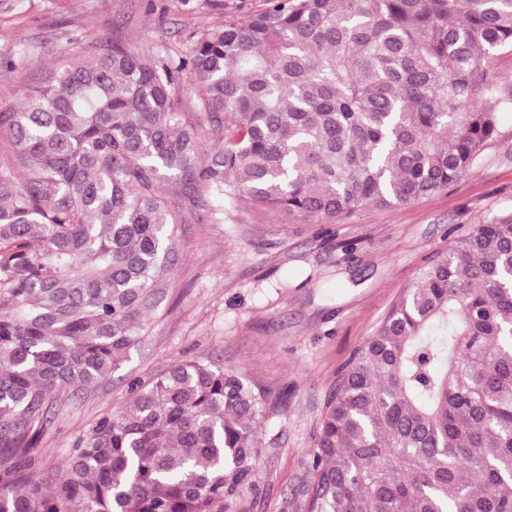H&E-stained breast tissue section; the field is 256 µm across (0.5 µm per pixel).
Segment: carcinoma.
Returning a JSON list of instances; mask_svg holds the SVG:
<instances>
[{"instance_id":"obj_1","label":"carcinoma","mask_w":512,"mask_h":512,"mask_svg":"<svg viewBox=\"0 0 512 512\" xmlns=\"http://www.w3.org/2000/svg\"><path fill=\"white\" fill-rule=\"evenodd\" d=\"M512 0H262L175 54L81 41L0 110V512H232L260 398L185 360L56 476L58 397L128 359L180 224L250 205L318 224L447 189L512 107L485 61ZM172 184V194L162 184ZM307 512H512V211L423 268L340 371Z\"/></svg>"}]
</instances>
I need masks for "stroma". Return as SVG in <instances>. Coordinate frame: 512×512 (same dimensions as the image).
I'll return each mask as SVG.
<instances>
[{
	"mask_svg": "<svg viewBox=\"0 0 512 512\" xmlns=\"http://www.w3.org/2000/svg\"><path fill=\"white\" fill-rule=\"evenodd\" d=\"M224 19L207 0H0V60H23L0 72V109L12 105V85L40 79L76 40L174 52ZM511 210L509 108L471 171L441 192L363 209L327 232L248 206L220 224L180 225L167 296L109 380L51 408L36 449L41 471H60L100 414L129 403L131 379L212 360L239 368L264 398L256 487L237 512H305L314 438L346 360L433 256Z\"/></svg>",
	"mask_w": 512,
	"mask_h": 512,
	"instance_id": "1",
	"label": "stroma"
}]
</instances>
